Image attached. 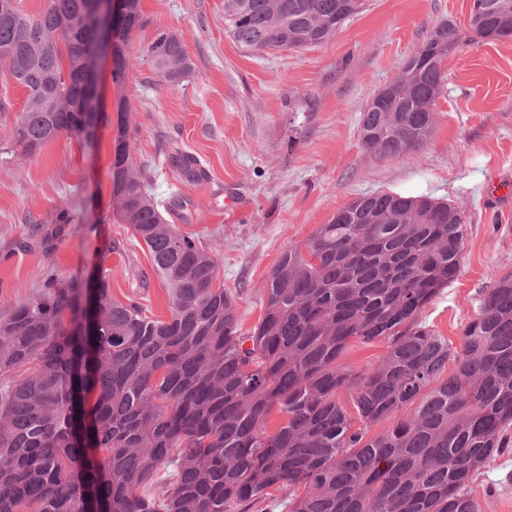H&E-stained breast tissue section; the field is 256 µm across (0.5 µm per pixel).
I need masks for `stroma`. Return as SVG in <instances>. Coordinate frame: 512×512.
<instances>
[{"instance_id": "stroma-1", "label": "stroma", "mask_w": 512, "mask_h": 512, "mask_svg": "<svg viewBox=\"0 0 512 512\" xmlns=\"http://www.w3.org/2000/svg\"><path fill=\"white\" fill-rule=\"evenodd\" d=\"M147 24L123 87L101 74L106 121L96 148L62 135L32 155L12 140L26 93L0 65V320L49 278L105 275L114 300L168 315L146 246L111 198L119 97L132 107L133 157L181 233L219 265L243 330L262 316L267 275L358 196L394 191L449 201L467 216L457 279L423 318L452 345L482 291L512 274V38L465 43L444 62L436 125L420 148L395 158L363 150L360 116L396 78L432 27L469 29L472 0H360L326 43L255 53L224 24V0H141ZM177 34L192 61L181 83L159 80L145 51L157 30ZM194 156L193 181L177 164ZM71 223H60L62 209ZM482 512H512V452L471 485Z\"/></svg>"}]
</instances>
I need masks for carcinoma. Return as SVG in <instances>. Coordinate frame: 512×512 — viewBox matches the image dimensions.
<instances>
[{"instance_id":"carcinoma-1","label":"carcinoma","mask_w":512,"mask_h":512,"mask_svg":"<svg viewBox=\"0 0 512 512\" xmlns=\"http://www.w3.org/2000/svg\"><path fill=\"white\" fill-rule=\"evenodd\" d=\"M88 2L49 0L31 16L0 0V63L27 91L13 130L24 154L82 137L96 40ZM357 9L224 0V19L246 49L298 50L327 42ZM116 26L120 85L144 28L141 0L122 5ZM470 27L429 32L407 96L364 110V150L392 158L424 144L448 53L512 36V0H473ZM146 52L166 83L191 71L171 32ZM111 197L150 252L170 316L113 300L101 276L95 288L52 280L0 321V512H250L281 490L288 512H481L473 476L512 449V275L481 294L460 349L422 320L460 271L459 207L390 191L356 198L282 254L244 333L215 258L166 223L148 192L124 97ZM352 338L387 340L359 375L338 364ZM343 387L354 390L356 428L336 402ZM276 407L284 419L270 430Z\"/></svg>"}]
</instances>
